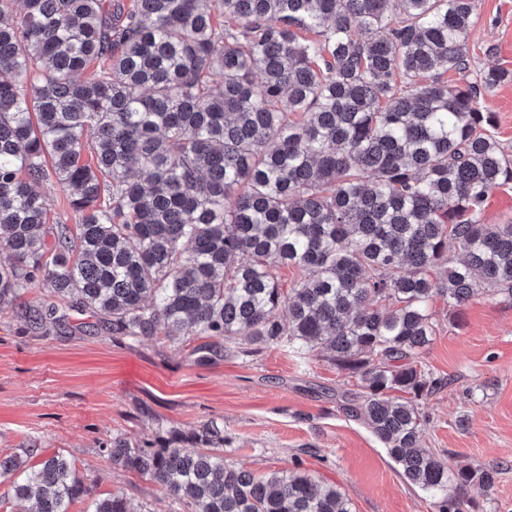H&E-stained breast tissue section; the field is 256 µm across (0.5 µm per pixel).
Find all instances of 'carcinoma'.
<instances>
[{
	"label": "carcinoma",
	"mask_w": 512,
	"mask_h": 512,
	"mask_svg": "<svg viewBox=\"0 0 512 512\" xmlns=\"http://www.w3.org/2000/svg\"><path fill=\"white\" fill-rule=\"evenodd\" d=\"M474 10L0 0V308L35 331L81 332L78 314L128 345L161 335L199 363L240 336L319 352L360 381L353 412L410 484L439 512H480L468 487L492 489L498 470L449 466L424 446L420 413L443 386L420 360L433 298L512 296V221L483 220L512 163L482 106L512 75L447 78L470 68ZM52 179L78 223H49L37 186ZM288 266L307 279L284 287ZM36 286L49 298L23 301ZM224 442L205 423L147 444L117 434L101 451L186 512H352L299 464L257 475L224 460ZM0 478L28 512H134L35 443L0 458Z\"/></svg>",
	"instance_id": "obj_1"
}]
</instances>
